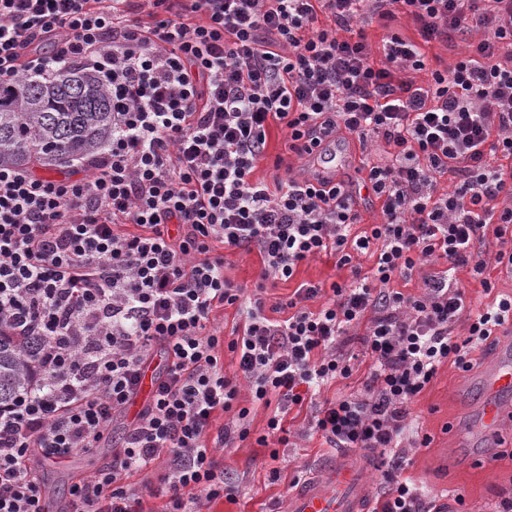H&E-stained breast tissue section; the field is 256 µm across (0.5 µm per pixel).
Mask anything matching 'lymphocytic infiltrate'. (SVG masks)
Listing matches in <instances>:
<instances>
[{
	"label": "lymphocytic infiltrate",
	"instance_id": "1",
	"mask_svg": "<svg viewBox=\"0 0 512 512\" xmlns=\"http://www.w3.org/2000/svg\"><path fill=\"white\" fill-rule=\"evenodd\" d=\"M397 8L426 40L479 38L417 83L411 40L387 34L376 56L364 31ZM61 63L111 94L112 137L78 179L0 166V323L42 339L29 393L0 403V512H46L32 455L58 463L106 443L111 461L75 478L65 512L234 498L215 454L250 434L249 409L234 407L243 385L274 409L260 445H288L289 414L310 409L308 430L331 447L388 456L380 512H427L397 452L410 405L442 364L470 370L512 328L511 293L475 312L454 276L469 267L492 292L489 232L492 262L512 268V0H0V81ZM274 126L299 156L340 132L383 141L388 161L361 164L379 221L360 227L354 189L255 178ZM253 249L249 290L225 277L224 253ZM321 254L349 279L267 306L266 282ZM425 265L419 292L396 289ZM226 306L245 316L228 339L210 325ZM361 325L358 393L318 400L354 377L340 348Z\"/></svg>",
	"mask_w": 512,
	"mask_h": 512
}]
</instances>
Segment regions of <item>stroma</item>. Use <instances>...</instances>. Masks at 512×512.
<instances>
[{"label":"stroma","instance_id":"35a3bbf8","mask_svg":"<svg viewBox=\"0 0 512 512\" xmlns=\"http://www.w3.org/2000/svg\"><path fill=\"white\" fill-rule=\"evenodd\" d=\"M348 269L336 266L333 256L322 255L302 264L293 281L269 288V299L291 294L297 283L308 281L330 286L347 278ZM463 371L445 364L433 381L410 407V423L404 444L410 460L404 478L421 488L430 512H454L456 495L465 498L466 512H494L501 497L512 494V429L499 441L494 467L485 469L469 464L466 453H453L455 433L470 429L481 400L478 389L461 391ZM237 407L250 408V435L239 446L218 452L226 476L235 481V500L219 499L209 512H270L273 505L287 507L291 483L299 473L319 475L336 456V451L320 436L291 437L288 447L279 448L278 459H271L270 448L258 444L269 416L267 409L253 406L249 392H242ZM108 448H93L71 458L64 465L44 464L40 477L44 493L57 508L67 503L75 476L86 475L109 460ZM279 476H272V469Z\"/></svg>","mask_w":512,"mask_h":512}]
</instances>
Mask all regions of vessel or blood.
<instances>
[{
  "label": "vessel or blood",
  "mask_w": 512,
  "mask_h": 512,
  "mask_svg": "<svg viewBox=\"0 0 512 512\" xmlns=\"http://www.w3.org/2000/svg\"><path fill=\"white\" fill-rule=\"evenodd\" d=\"M310 171L319 178L338 179L342 169L336 161V142L329 139L307 153ZM486 400L479 410L478 438L490 443L512 424V407L500 397L512 393V340L502 343L495 358L479 378ZM365 481L362 473L345 456H337L328 470L291 493L288 512H367Z\"/></svg>",
  "instance_id": "obj_1"
}]
</instances>
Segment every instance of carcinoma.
Here are the masks:
<instances>
[{
  "label": "carcinoma",
  "mask_w": 512,
  "mask_h": 512,
  "mask_svg": "<svg viewBox=\"0 0 512 512\" xmlns=\"http://www.w3.org/2000/svg\"><path fill=\"white\" fill-rule=\"evenodd\" d=\"M112 136V99L75 66L0 83V166L55 169L99 154ZM37 343L0 330V402L31 385Z\"/></svg>",
  "instance_id": "cac0c4a2"
}]
</instances>
